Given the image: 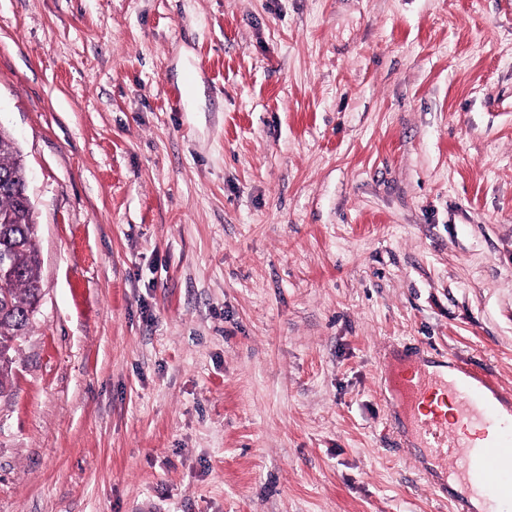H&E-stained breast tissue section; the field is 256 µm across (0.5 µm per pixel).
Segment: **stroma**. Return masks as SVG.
<instances>
[{
    "mask_svg": "<svg viewBox=\"0 0 512 512\" xmlns=\"http://www.w3.org/2000/svg\"><path fill=\"white\" fill-rule=\"evenodd\" d=\"M0 129V512H451L382 355L512 388V0H0ZM25 165L13 140L0 131V254L11 271L0 273V395L13 386L17 344L29 331L28 309L42 295L33 206L22 200ZM3 178L10 180L5 189Z\"/></svg>",
    "mask_w": 512,
    "mask_h": 512,
    "instance_id": "35a3bbf8",
    "label": "stroma"
}]
</instances>
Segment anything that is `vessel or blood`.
I'll use <instances>...</instances> for the list:
<instances>
[{
	"label": "vessel or blood",
	"instance_id": "obj_1",
	"mask_svg": "<svg viewBox=\"0 0 512 512\" xmlns=\"http://www.w3.org/2000/svg\"><path fill=\"white\" fill-rule=\"evenodd\" d=\"M455 369L451 383L420 367L401 384L399 398L412 410L416 445L428 462L446 468L449 481L479 492L487 505L512 512V424L499 420L512 392L478 366L459 363ZM439 388L455 399L454 416L419 412L421 401Z\"/></svg>",
	"mask_w": 512,
	"mask_h": 512
}]
</instances>
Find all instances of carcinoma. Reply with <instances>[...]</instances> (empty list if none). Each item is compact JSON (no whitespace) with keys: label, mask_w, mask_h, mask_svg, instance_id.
<instances>
[{"label":"carcinoma","mask_w":512,"mask_h":512,"mask_svg":"<svg viewBox=\"0 0 512 512\" xmlns=\"http://www.w3.org/2000/svg\"><path fill=\"white\" fill-rule=\"evenodd\" d=\"M25 165L13 140L0 131V254L11 271L0 274V395L13 386L17 344L29 331L28 309L42 295L33 208L23 203Z\"/></svg>","instance_id":"carcinoma-1"}]
</instances>
